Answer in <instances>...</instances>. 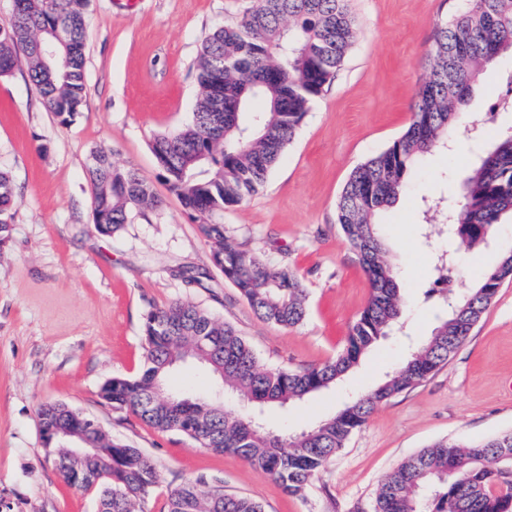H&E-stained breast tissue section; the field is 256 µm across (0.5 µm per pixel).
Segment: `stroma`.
Masks as SVG:
<instances>
[{"instance_id":"stroma-1","label":"stroma","mask_w":512,"mask_h":512,"mask_svg":"<svg viewBox=\"0 0 512 512\" xmlns=\"http://www.w3.org/2000/svg\"><path fill=\"white\" fill-rule=\"evenodd\" d=\"M255 0H89L86 105L60 116L28 77L26 57L0 77V170L16 187L11 240L0 250V512H96L92 493L66 485L39 431L37 409L60 400L112 438L142 449L159 483L147 512H166L170 493L199 478L260 501L265 512H374L380 481L430 443L478 441L512 430V281L504 283L469 339L425 380L378 405L327 469L299 495L249 462L217 454L171 431L117 413L99 397L115 377L136 375L148 311L191 302L233 324L271 369L315 366L336 356L365 307L370 286L335 221L336 200L359 164L386 149L412 120L428 74L437 23L464 0H349L359 34L335 77L307 112L264 186L217 220L225 234L306 288L307 314L285 329L259 318L213 266L211 246L162 177L154 136L192 119L201 45L236 24ZM498 71L482 74L453 138L473 123L512 126L492 112ZM134 169L160 203L132 208L124 228H93L87 168L92 154ZM460 152L422 158L381 232L400 268L403 331L382 339L343 383L286 409L276 426L303 429L381 382L411 339L430 334L439 310L425 301L432 251L420 236L418 203L446 170L463 173ZM489 247H456L453 287L465 293L512 250V222L495 225ZM198 274L192 282L182 269Z\"/></svg>"}]
</instances>
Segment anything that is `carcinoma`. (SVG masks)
I'll use <instances>...</instances> for the list:
<instances>
[{
  "label": "carcinoma",
  "instance_id": "cac0c4a2",
  "mask_svg": "<svg viewBox=\"0 0 512 512\" xmlns=\"http://www.w3.org/2000/svg\"><path fill=\"white\" fill-rule=\"evenodd\" d=\"M89 0H13L0 26V76L10 73L21 49L29 78L46 107L57 114L85 102V33ZM357 31L348 0H256L233 26L216 28L203 42L197 67L200 90L191 121L162 133L153 154L171 152L163 177L211 245L214 266L263 320L283 328L306 314L305 288L293 271L271 265L229 240L213 215L257 193L293 141L312 103L344 61ZM51 41L55 58L42 55ZM512 54V0H466L451 21L436 26L430 71L420 84L412 121L382 152L350 173L336 202V223L370 284L368 302L346 346L319 366L268 370L230 323L190 302H174L146 314L145 359L134 378L115 377L100 391L116 412L130 411L146 424L173 431L201 448L250 461L286 492L302 493L325 469L349 436L361 429L382 402L423 381L467 340L492 303L499 285L512 280V251L485 271L462 296L432 288L425 300L443 305V317L385 381L344 404L332 416L288 435L268 423L257 426L256 410L285 407L343 380L400 321L404 302L398 267L380 232V218L403 195L417 159L448 146L482 73ZM467 142L474 157L461 196L424 199L423 235L456 225L470 248L512 218V127L478 132ZM94 228L112 236L135 206L153 205L149 183L118 168L104 153L89 169ZM11 176L0 170V249L11 238ZM198 336L212 347L197 348ZM192 359L213 373L224 367V388L243 401L237 411L194 393H170L169 372ZM42 434L68 427L87 435L95 448L112 449V469L102 457L80 462L88 479L66 481L98 499V512H144L158 483L151 458L115 441L80 411L59 401L40 404ZM167 512H265L254 498L231 495L214 479L199 477L176 488ZM374 512H512V431L470 443L439 440L403 462L380 483Z\"/></svg>",
  "mask_w": 512,
  "mask_h": 512
}]
</instances>
